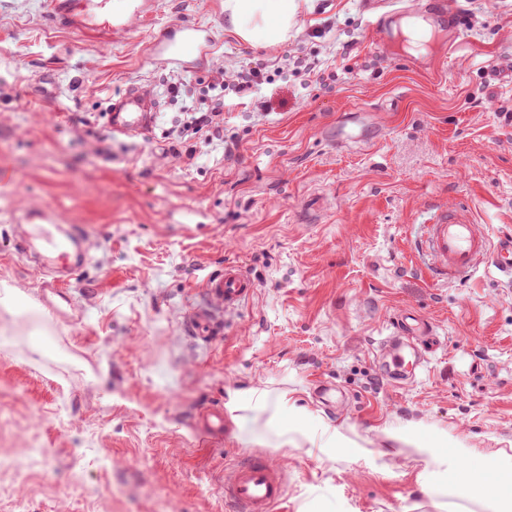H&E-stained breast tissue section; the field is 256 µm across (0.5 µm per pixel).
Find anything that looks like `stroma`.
Returning <instances> with one entry per match:
<instances>
[{"instance_id": "1", "label": "stroma", "mask_w": 512, "mask_h": 512, "mask_svg": "<svg viewBox=\"0 0 512 512\" xmlns=\"http://www.w3.org/2000/svg\"><path fill=\"white\" fill-rule=\"evenodd\" d=\"M225 0H150L120 34L55 25L43 0H0V512H229L224 472L285 462L276 512H481L431 494L425 464L390 440L409 423L482 454H512V280L433 282L413 248L432 205L468 202L512 234V0H458L457 49L440 74L416 52L374 45L366 0H305L287 40L256 46ZM212 29L208 60L175 71L144 46L166 26ZM262 70L260 95H230L224 147L175 156L166 137L181 73L199 101L209 72ZM154 123L113 134L102 116L129 86ZM184 100V101H185ZM29 209L54 235L81 226L91 258L69 298L16 243ZM234 263L256 292L214 308L200 285ZM201 310L207 337L187 318ZM431 322L437 346L415 381L379 367L391 317ZM251 388L287 393L307 428L338 427L378 465L278 447L242 401L253 441L199 439L202 413Z\"/></svg>"}]
</instances>
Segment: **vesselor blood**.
<instances>
[{"mask_svg": "<svg viewBox=\"0 0 512 512\" xmlns=\"http://www.w3.org/2000/svg\"><path fill=\"white\" fill-rule=\"evenodd\" d=\"M48 15L57 24L77 27L82 23L88 0H45ZM119 15H111L104 29H126L143 13L138 0H124L117 6ZM213 45L211 32L201 26L183 23L162 32L147 48L153 58H162L180 68L207 57ZM155 107L146 88L130 87L112 106L110 124L119 132H139L152 122ZM418 253L428 275L441 282L470 278L480 268L493 269L504 277H512V236L492 237L487 225L477 223L469 204L458 202L430 208L417 237ZM47 266H61L73 273L81 261L71 259L60 240L44 241ZM204 291L217 307L234 309L254 291L252 280L237 265H226L223 272L205 277ZM430 328L415 314L404 313L391 324L383 348L396 370L414 373L424 356L407 354L406 349L417 336ZM285 471L280 465L254 457L237 462L224 477V497L235 512H273L284 499Z\"/></svg>", "mask_w": 512, "mask_h": 512, "instance_id": "obj_1", "label": "vessel or blood"}]
</instances>
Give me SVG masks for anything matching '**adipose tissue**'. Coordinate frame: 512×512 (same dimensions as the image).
I'll return each mask as SVG.
<instances>
[{
    "mask_svg": "<svg viewBox=\"0 0 512 512\" xmlns=\"http://www.w3.org/2000/svg\"><path fill=\"white\" fill-rule=\"evenodd\" d=\"M228 22L243 40L270 44L286 40L297 19L300 0H227ZM255 407L270 411L279 423L280 445H294L310 438L306 417L287 395H256ZM397 442L413 448L425 463L429 490H453L482 501L489 512H512V455L500 452L480 456L452 436L412 424L397 434Z\"/></svg>",
    "mask_w": 512,
    "mask_h": 512,
    "instance_id": "ef3b65f1",
    "label": "adipose tissue"
}]
</instances>
